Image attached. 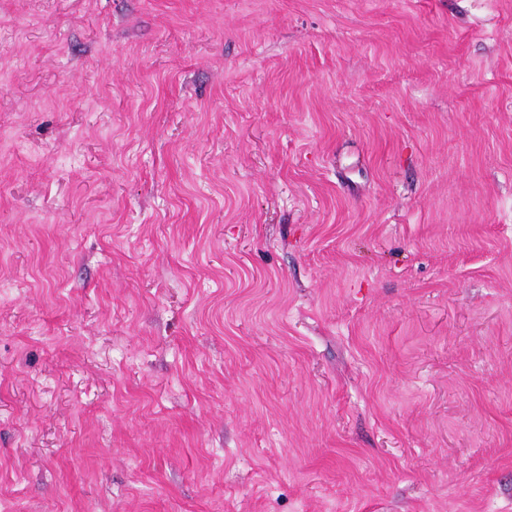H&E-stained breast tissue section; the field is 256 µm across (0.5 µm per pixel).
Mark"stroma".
Wrapping results in <instances>:
<instances>
[{
	"mask_svg": "<svg viewBox=\"0 0 512 512\" xmlns=\"http://www.w3.org/2000/svg\"><path fill=\"white\" fill-rule=\"evenodd\" d=\"M0 512H512V0H0Z\"/></svg>",
	"mask_w": 512,
	"mask_h": 512,
	"instance_id": "stroma-1",
	"label": "stroma"
}]
</instances>
